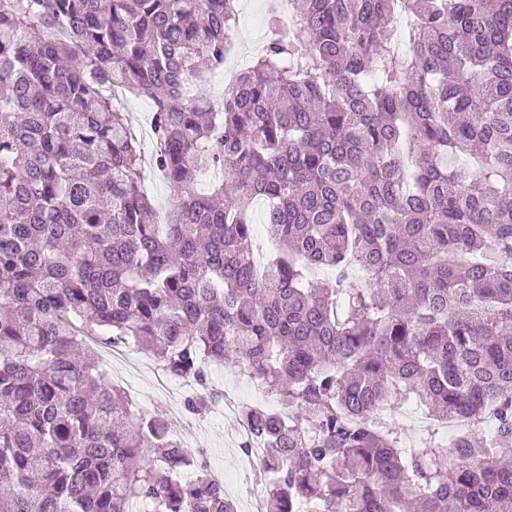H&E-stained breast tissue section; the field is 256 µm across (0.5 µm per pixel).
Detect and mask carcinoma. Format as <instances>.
<instances>
[{
  "instance_id": "carcinoma-1",
  "label": "carcinoma",
  "mask_w": 512,
  "mask_h": 512,
  "mask_svg": "<svg viewBox=\"0 0 512 512\" xmlns=\"http://www.w3.org/2000/svg\"><path fill=\"white\" fill-rule=\"evenodd\" d=\"M291 2L217 101L228 0H0V512H237L88 339L197 415L210 364L257 376L264 512L512 508V0ZM408 403L496 428L409 452L369 422ZM128 112H131L132 125L140 142L141 154L144 159V186L154 199L160 215L166 212L172 196L169 185L153 169L152 156L155 144L149 133V118L152 112L151 103L143 97L130 96L127 103ZM98 356L102 360V367L108 382L122 386L125 380L134 382L141 393V402L134 404L143 413H152L160 409L164 402V395L159 391L160 383H167L170 375L164 371L157 361L150 355L134 346L116 349L128 350L124 357L112 356V346L104 344L94 345ZM128 392V390H127Z\"/></svg>"
}]
</instances>
